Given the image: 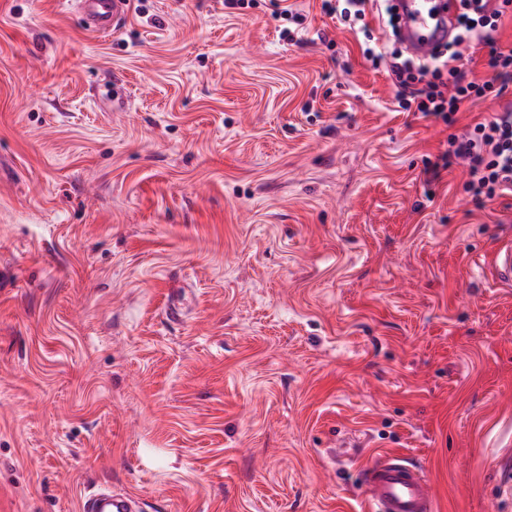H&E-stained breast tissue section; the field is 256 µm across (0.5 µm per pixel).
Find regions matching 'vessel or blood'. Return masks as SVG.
<instances>
[{
  "label": "vessel or blood",
  "mask_w": 512,
  "mask_h": 512,
  "mask_svg": "<svg viewBox=\"0 0 512 512\" xmlns=\"http://www.w3.org/2000/svg\"><path fill=\"white\" fill-rule=\"evenodd\" d=\"M400 14V38L406 50L427 58L454 35L458 0H394ZM74 15L88 31L105 34L127 18L131 0H69ZM495 282L512 283V243L500 247L491 260ZM369 512H435V497L423 469L401 455L372 457L360 472ZM82 512H140L128 493L101 488L81 503Z\"/></svg>",
  "instance_id": "vessel-or-blood-1"
}]
</instances>
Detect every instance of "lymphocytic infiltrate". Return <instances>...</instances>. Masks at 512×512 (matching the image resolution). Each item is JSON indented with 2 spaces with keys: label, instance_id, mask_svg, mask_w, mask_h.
<instances>
[{
  "label": "lymphocytic infiltrate",
  "instance_id": "obj_1",
  "mask_svg": "<svg viewBox=\"0 0 512 512\" xmlns=\"http://www.w3.org/2000/svg\"><path fill=\"white\" fill-rule=\"evenodd\" d=\"M379 0H321L324 14L344 21L363 22ZM457 34L445 51L427 61L400 51L384 53L373 46L370 27L362 33L363 50L373 66H387L398 88L397 102L405 111L415 110L432 122L455 126L464 103L502 97L512 85V48L499 44L505 19H512V0H460ZM478 41L486 49L481 71L466 68L459 45ZM462 164L469 170L467 189L476 201L512 195V102L492 116L467 125L448 138V148L430 163V178Z\"/></svg>",
  "mask_w": 512,
  "mask_h": 512
}]
</instances>
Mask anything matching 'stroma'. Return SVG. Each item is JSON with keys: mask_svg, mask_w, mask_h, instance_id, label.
<instances>
[{"mask_svg": "<svg viewBox=\"0 0 512 512\" xmlns=\"http://www.w3.org/2000/svg\"><path fill=\"white\" fill-rule=\"evenodd\" d=\"M0 0V512H512V285L449 129L320 0ZM289 28L291 39L280 31ZM180 290L178 320L165 308ZM68 4L88 31L105 34L127 18L131 0H70ZM491 273L496 283H512V243L500 247L491 260ZM370 512H434L435 497L423 469L401 455L372 457L360 472ZM83 512H139L138 500L128 493L101 488L88 495L81 503Z\"/></svg>", "mask_w": 512, "mask_h": 512, "instance_id": "stroma-1", "label": "stroma"}]
</instances>
